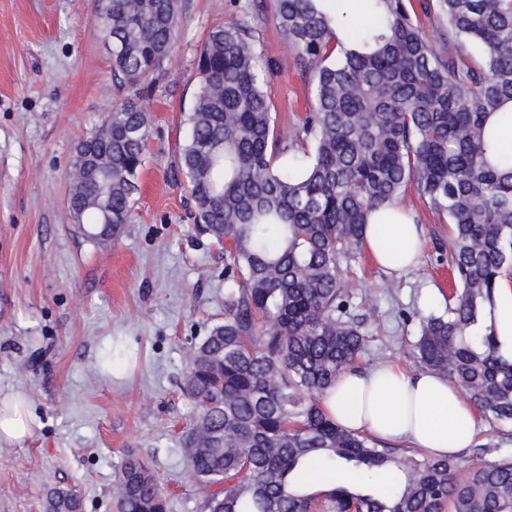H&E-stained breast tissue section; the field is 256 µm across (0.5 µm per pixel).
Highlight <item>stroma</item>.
Wrapping results in <instances>:
<instances>
[{
	"label": "stroma",
	"mask_w": 512,
	"mask_h": 512,
	"mask_svg": "<svg viewBox=\"0 0 512 512\" xmlns=\"http://www.w3.org/2000/svg\"><path fill=\"white\" fill-rule=\"evenodd\" d=\"M246 3L183 0L181 42L141 96L113 80L108 41L91 28L92 0H0V399L23 393L33 418L24 442L0 444V512H45L58 488L79 490L83 512H116L112 488L130 450L152 465L169 512H199L181 448L196 407L181 383L189 347L224 320L228 284L223 245L189 231L193 203L174 161L197 91L196 50ZM274 12V0H259L250 23L272 65L276 123L294 126L313 105V85ZM137 97L147 107V159L133 220L97 245L67 208L75 147L100 123L103 101ZM406 203L423 228L418 265L389 271L366 252L349 264L350 279L376 293L351 299L369 338L361 369L417 370V324L399 314L447 306L448 218L414 193ZM503 449L512 452V424L485 418L460 462Z\"/></svg>",
	"instance_id": "stroma-1"
}]
</instances>
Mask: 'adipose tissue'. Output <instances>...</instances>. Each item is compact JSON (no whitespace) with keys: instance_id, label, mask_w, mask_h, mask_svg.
Returning <instances> with one entry per match:
<instances>
[{"instance_id":"adipose-tissue-1","label":"adipose tissue","mask_w":512,"mask_h":512,"mask_svg":"<svg viewBox=\"0 0 512 512\" xmlns=\"http://www.w3.org/2000/svg\"><path fill=\"white\" fill-rule=\"evenodd\" d=\"M365 248L382 266H414L422 250L421 228L401 219L397 208H384L367 226ZM323 408L347 429L406 444L428 457L456 454L479 434L474 407L452 381L428 370L412 374L394 363L342 371ZM31 433L26 399L16 394L1 402L0 443L18 444Z\"/></svg>"}]
</instances>
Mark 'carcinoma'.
Masks as SVG:
<instances>
[{
	"mask_svg": "<svg viewBox=\"0 0 512 512\" xmlns=\"http://www.w3.org/2000/svg\"><path fill=\"white\" fill-rule=\"evenodd\" d=\"M275 0V19L314 82L302 124L279 127L245 17L214 26L195 61L197 93L175 166L195 229L225 244L237 283L187 356L183 389L196 405L182 436L200 512H512V455L458 477L456 457L430 459L346 430L321 406L366 346L350 316L343 263L362 248L370 215L408 189L448 216L455 289L442 314L418 315L413 353L457 383L484 416L512 423V357L492 314L512 271V0ZM111 43L112 77L139 86L163 70L181 37L182 0H95ZM477 49L482 63L466 61ZM75 147L68 207L95 244L131 222L145 164L146 109L105 101ZM312 143L304 157L296 148ZM114 484L118 512H167L149 465L133 455ZM46 512H83L58 489Z\"/></svg>",
	"mask_w": 512,
	"mask_h": 512,
	"instance_id": "cac0c4a2",
	"label": "carcinoma"
}]
</instances>
